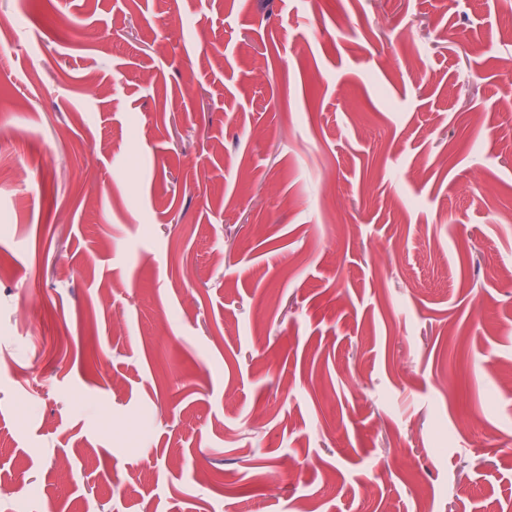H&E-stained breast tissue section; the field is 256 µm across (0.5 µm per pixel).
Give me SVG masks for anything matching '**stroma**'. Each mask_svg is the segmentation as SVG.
Here are the masks:
<instances>
[{
    "label": "stroma",
    "instance_id": "stroma-1",
    "mask_svg": "<svg viewBox=\"0 0 512 512\" xmlns=\"http://www.w3.org/2000/svg\"><path fill=\"white\" fill-rule=\"evenodd\" d=\"M508 67L512 0H0V512H512Z\"/></svg>",
    "mask_w": 512,
    "mask_h": 512
}]
</instances>
